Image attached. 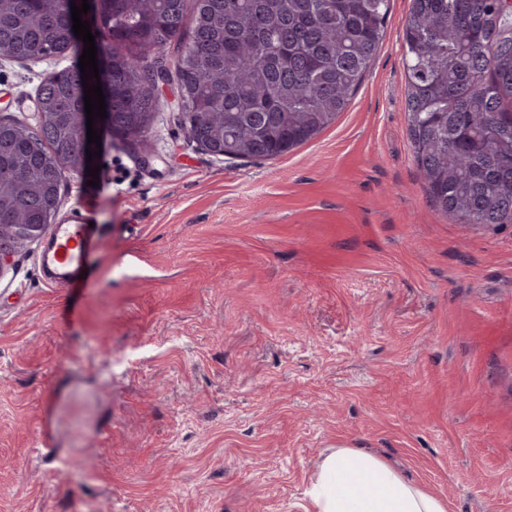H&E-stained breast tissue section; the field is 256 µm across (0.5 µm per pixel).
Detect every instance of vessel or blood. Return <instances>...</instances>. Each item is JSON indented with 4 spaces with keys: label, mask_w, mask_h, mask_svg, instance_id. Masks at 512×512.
<instances>
[{
    "label": "vessel or blood",
    "mask_w": 512,
    "mask_h": 512,
    "mask_svg": "<svg viewBox=\"0 0 512 512\" xmlns=\"http://www.w3.org/2000/svg\"><path fill=\"white\" fill-rule=\"evenodd\" d=\"M89 222L85 211L75 210L54 226L40 256L42 267L54 281L68 282L74 273L87 264L90 252Z\"/></svg>",
    "instance_id": "obj_1"
}]
</instances>
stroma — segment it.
<instances>
[{"label": "stroma", "mask_w": 512, "mask_h": 512, "mask_svg": "<svg viewBox=\"0 0 512 512\" xmlns=\"http://www.w3.org/2000/svg\"><path fill=\"white\" fill-rule=\"evenodd\" d=\"M391 0L345 112L273 160L190 140L166 86L144 141L101 134L60 215L96 247L72 283L36 240L0 278V512H305L360 448L444 500L512 512V224L434 207L408 135ZM51 60L0 58L33 123Z\"/></svg>", "instance_id": "1"}]
</instances>
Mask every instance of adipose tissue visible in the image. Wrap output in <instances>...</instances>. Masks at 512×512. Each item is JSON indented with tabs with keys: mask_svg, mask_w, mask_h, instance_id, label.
<instances>
[{
	"mask_svg": "<svg viewBox=\"0 0 512 512\" xmlns=\"http://www.w3.org/2000/svg\"><path fill=\"white\" fill-rule=\"evenodd\" d=\"M306 512H447L444 501L406 481L371 452L339 448L321 461Z\"/></svg>",
	"mask_w": 512,
	"mask_h": 512,
	"instance_id": "1",
	"label": "adipose tissue"
}]
</instances>
